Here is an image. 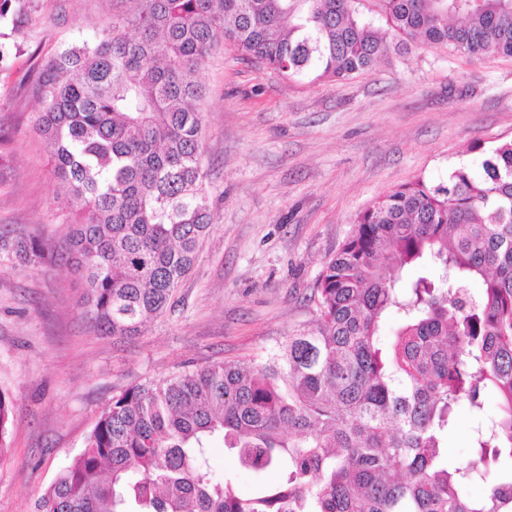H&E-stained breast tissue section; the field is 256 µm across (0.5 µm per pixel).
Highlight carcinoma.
<instances>
[{
  "mask_svg": "<svg viewBox=\"0 0 512 512\" xmlns=\"http://www.w3.org/2000/svg\"><path fill=\"white\" fill-rule=\"evenodd\" d=\"M358 2L136 0L46 63L34 129L80 216L68 261L101 331L132 335L163 313L213 224L194 79L207 57L223 40L286 75L367 72L387 46ZM379 3L411 40L512 58V0ZM22 11L0 0V28L19 31ZM475 150L478 170L419 179L358 215L316 279L311 327L261 366L214 363L113 396L37 512H512V138ZM0 248L24 265L44 256L32 238ZM463 403L474 459L456 463L445 441ZM9 414L0 393V463ZM217 442L256 473L252 494L213 478Z\"/></svg>",
  "mask_w": 512,
  "mask_h": 512,
  "instance_id": "obj_1",
  "label": "carcinoma"
}]
</instances>
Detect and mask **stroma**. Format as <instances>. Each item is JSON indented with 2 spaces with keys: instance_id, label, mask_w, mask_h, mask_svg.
I'll use <instances>...</instances> for the list:
<instances>
[{
  "instance_id": "obj_1",
  "label": "stroma",
  "mask_w": 512,
  "mask_h": 512,
  "mask_svg": "<svg viewBox=\"0 0 512 512\" xmlns=\"http://www.w3.org/2000/svg\"><path fill=\"white\" fill-rule=\"evenodd\" d=\"M133 6L27 0L20 34L0 40V236L36 237L46 254L25 266L0 250V391L11 404L0 512H37L120 391L213 362L262 364L310 327L316 278L360 212L416 179L477 166L474 144L512 138V58L416 41L397 51L378 0L358 9L389 51L347 79L287 78L219 45L197 73L214 223L163 314L134 336L102 333L80 306L82 271L60 259L68 203L32 129L35 81L48 59ZM210 464L253 492L234 450L214 445Z\"/></svg>"
}]
</instances>
